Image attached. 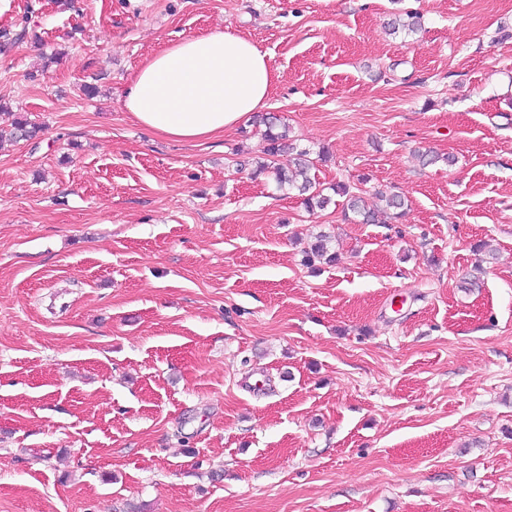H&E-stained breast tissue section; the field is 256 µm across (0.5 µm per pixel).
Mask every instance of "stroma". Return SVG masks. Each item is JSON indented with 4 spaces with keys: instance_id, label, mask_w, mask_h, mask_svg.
Segmentation results:
<instances>
[{
    "instance_id": "obj_1",
    "label": "stroma",
    "mask_w": 512,
    "mask_h": 512,
    "mask_svg": "<svg viewBox=\"0 0 512 512\" xmlns=\"http://www.w3.org/2000/svg\"><path fill=\"white\" fill-rule=\"evenodd\" d=\"M224 27L319 181L402 220L252 177L256 116L133 121L131 74ZM3 30L0 512H512V0H11ZM331 189L336 195L345 198V202H343L345 219L349 218L351 213L359 223L373 224L375 222L374 211L366 207L362 197L353 190L356 188L346 183L337 182ZM328 236L325 234H319L315 237L314 243H312L308 252H306L305 263L308 265L314 264L316 261L319 263L331 264L336 261L335 252H330L328 248Z\"/></svg>"
}]
</instances>
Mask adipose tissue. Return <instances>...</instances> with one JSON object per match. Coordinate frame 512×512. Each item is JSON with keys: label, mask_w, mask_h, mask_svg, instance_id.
I'll list each match as a JSON object with an SVG mask.
<instances>
[{"label": "adipose tissue", "mask_w": 512, "mask_h": 512, "mask_svg": "<svg viewBox=\"0 0 512 512\" xmlns=\"http://www.w3.org/2000/svg\"><path fill=\"white\" fill-rule=\"evenodd\" d=\"M275 82L254 42L217 28L147 58L128 81L124 107L145 129L201 143L263 110Z\"/></svg>", "instance_id": "ef3b65f1"}]
</instances>
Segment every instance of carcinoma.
Returning a JSON list of instances; mask_svg holds the SVG:
<instances>
[{
	"label": "carcinoma",
	"instance_id": "carcinoma-1",
	"mask_svg": "<svg viewBox=\"0 0 512 512\" xmlns=\"http://www.w3.org/2000/svg\"><path fill=\"white\" fill-rule=\"evenodd\" d=\"M263 123L266 126L263 147L266 161L259 163L255 173L273 172L277 188L281 191L288 189L297 192L310 211L316 208L322 210L327 207L331 202V196L325 194L320 182L311 176V171L316 169V162L310 157V151L297 149L291 144L284 145L283 140L286 138V134L276 131V117H265ZM37 133L38 127L28 119L19 117L14 121L15 137L28 140L36 137ZM332 191L345 198V202H343L344 217L352 216L362 224L375 222V213L366 207L364 200L353 190V187L338 182L333 186ZM317 261L327 265L336 261V254L328 248V239L324 234L317 235L314 243L306 252L305 263L312 265Z\"/></svg>",
	"mask_w": 512,
	"mask_h": 512
}]
</instances>
